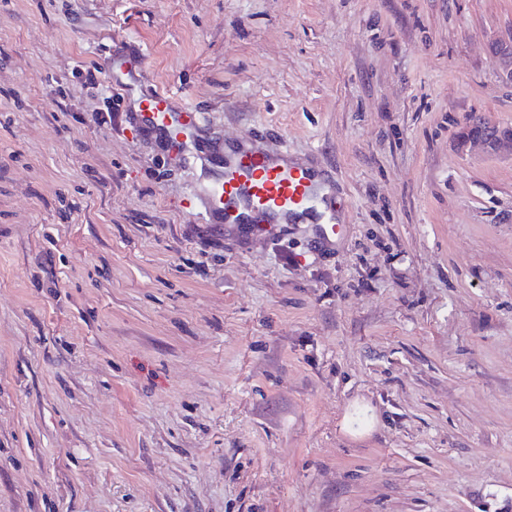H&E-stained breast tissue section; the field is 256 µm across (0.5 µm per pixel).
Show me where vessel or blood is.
<instances>
[{"instance_id": "obj_1", "label": "vessel or blood", "mask_w": 512, "mask_h": 512, "mask_svg": "<svg viewBox=\"0 0 512 512\" xmlns=\"http://www.w3.org/2000/svg\"><path fill=\"white\" fill-rule=\"evenodd\" d=\"M107 73L113 87L136 102L145 128L190 153L211 143L205 157L210 178L186 197L185 210L201 206L212 223L241 224L257 232L309 218L321 231L334 228L336 182L318 163L290 161L287 153L270 152L255 141L212 143L201 109L148 89L143 55L113 54Z\"/></svg>"}]
</instances>
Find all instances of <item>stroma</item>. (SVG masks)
<instances>
[{
    "instance_id": "1",
    "label": "stroma",
    "mask_w": 512,
    "mask_h": 512,
    "mask_svg": "<svg viewBox=\"0 0 512 512\" xmlns=\"http://www.w3.org/2000/svg\"><path fill=\"white\" fill-rule=\"evenodd\" d=\"M512 0H0V512H512ZM320 161L246 234L104 73ZM99 68L83 86L79 66ZM474 125H481V132L478 134L469 133L468 130ZM470 142L481 143L489 152L494 154L512 155V127L500 126L489 123L485 120H474L466 123L462 146Z\"/></svg>"
}]
</instances>
